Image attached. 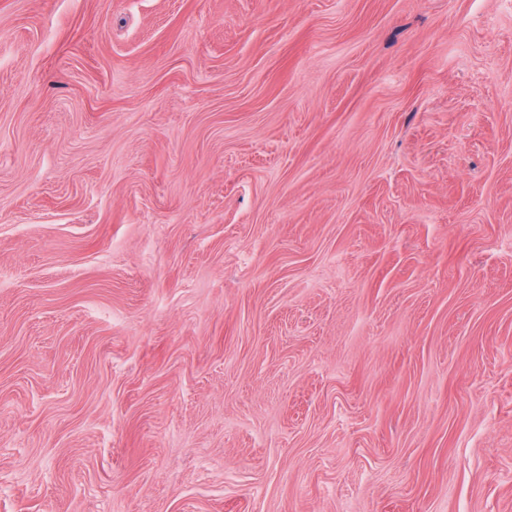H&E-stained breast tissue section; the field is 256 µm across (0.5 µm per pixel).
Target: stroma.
Instances as JSON below:
<instances>
[{"label":"stroma","instance_id":"1","mask_svg":"<svg viewBox=\"0 0 512 512\" xmlns=\"http://www.w3.org/2000/svg\"><path fill=\"white\" fill-rule=\"evenodd\" d=\"M0 512H512V0H0Z\"/></svg>","mask_w":512,"mask_h":512}]
</instances>
